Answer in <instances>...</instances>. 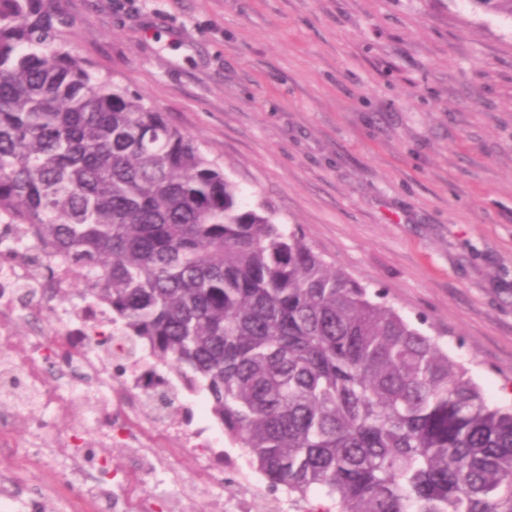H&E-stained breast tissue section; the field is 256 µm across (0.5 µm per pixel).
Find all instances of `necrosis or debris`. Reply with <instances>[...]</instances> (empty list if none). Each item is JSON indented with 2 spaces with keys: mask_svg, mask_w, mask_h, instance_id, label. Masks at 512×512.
I'll return each mask as SVG.
<instances>
[{
  "mask_svg": "<svg viewBox=\"0 0 512 512\" xmlns=\"http://www.w3.org/2000/svg\"><path fill=\"white\" fill-rule=\"evenodd\" d=\"M30 248L27 225H0V392L14 393L12 418L40 446L73 449L80 469L88 463L77 449L83 438L138 449L140 468L112 478L121 512H152L148 479L161 465L197 472L193 494L171 509L194 512L196 495L224 472L222 433L196 422L195 397L178 398L177 422L147 406L144 385L149 375L164 377L163 366L146 351L132 359L104 345L110 308L78 298L77 274L62 256L43 251L34 263Z\"/></svg>",
  "mask_w": 512,
  "mask_h": 512,
  "instance_id": "1",
  "label": "necrosis or debris"
}]
</instances>
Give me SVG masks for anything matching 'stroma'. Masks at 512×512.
I'll use <instances>...</instances> for the list:
<instances>
[{"label": "stroma", "instance_id": "1", "mask_svg": "<svg viewBox=\"0 0 512 512\" xmlns=\"http://www.w3.org/2000/svg\"><path fill=\"white\" fill-rule=\"evenodd\" d=\"M79 54L201 142L329 264L427 318L485 395L512 402V19L471 0H63ZM24 471L34 512L68 448ZM197 512H306L228 449Z\"/></svg>", "mask_w": 512, "mask_h": 512}]
</instances>
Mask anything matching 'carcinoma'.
Here are the masks:
<instances>
[{
	"label": "carcinoma",
	"instance_id": "cac0c4a2",
	"mask_svg": "<svg viewBox=\"0 0 512 512\" xmlns=\"http://www.w3.org/2000/svg\"><path fill=\"white\" fill-rule=\"evenodd\" d=\"M0 0V223L74 266L122 344L208 393L224 438L309 512H512V406L329 265L194 137ZM512 17V0H472Z\"/></svg>",
	"mask_w": 512,
	"mask_h": 512
}]
</instances>
